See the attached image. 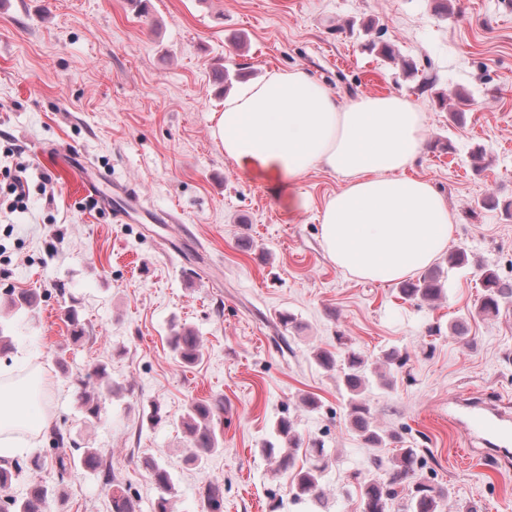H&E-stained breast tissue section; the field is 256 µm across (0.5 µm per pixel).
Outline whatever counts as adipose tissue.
I'll return each instance as SVG.
<instances>
[{
	"label": "adipose tissue",
	"mask_w": 512,
	"mask_h": 512,
	"mask_svg": "<svg viewBox=\"0 0 512 512\" xmlns=\"http://www.w3.org/2000/svg\"><path fill=\"white\" fill-rule=\"evenodd\" d=\"M213 135L245 173L297 183L315 167L342 190L320 215L330 261L355 277L387 283L427 267L448 246L453 217L444 197L407 170L431 135L422 112L398 95L341 101L308 73L274 71L224 101ZM29 382H0V458L29 449L42 427L28 409Z\"/></svg>",
	"instance_id": "adipose-tissue-1"
}]
</instances>
